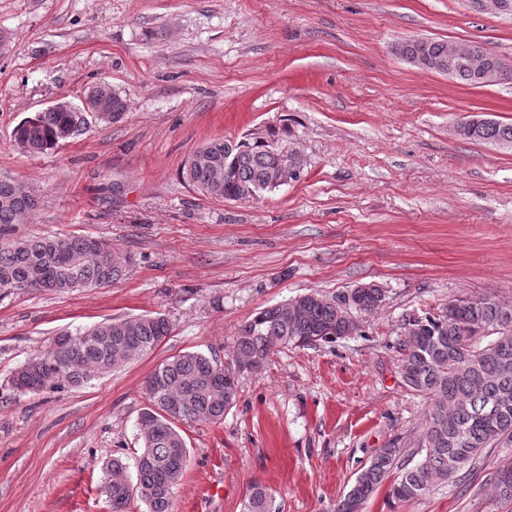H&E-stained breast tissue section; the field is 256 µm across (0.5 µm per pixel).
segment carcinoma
<instances>
[{"label":"carcinoma","instance_id":"cac0c4a2","mask_svg":"<svg viewBox=\"0 0 512 512\" xmlns=\"http://www.w3.org/2000/svg\"><path fill=\"white\" fill-rule=\"evenodd\" d=\"M472 53L499 65L501 77H512V67L478 43ZM402 55L419 58L426 71L448 61L445 40L414 38L402 41ZM453 78L478 84L476 71L466 61L454 65ZM105 123L121 120L129 109L120 93L109 94ZM84 113L38 112L16 127L20 145L39 154L59 144L57 131L79 128ZM466 139L512 144V124L483 119L464 126ZM262 137L234 141L216 138L194 151L185 164L186 177L204 194L215 198L256 196L270 189L281 159L269 151ZM38 204L34 189L0 175V294L5 283H25L29 290L71 293L109 286L126 275L130 258H121L111 246L90 236L19 237ZM386 291L376 284L361 289L363 312L377 310ZM300 312L288 302L264 307L240 326L235 339L239 365L255 371L276 348L331 342L348 325L335 298L318 292L296 297ZM404 324L416 340L402 345L401 371L405 385L431 401L422 432L421 461L410 467L401 449H379L356 476L351 489L336 504V512H363L364 505L388 484V498L402 503L427 496L434 486L460 472H469L482 452L506 438L512 440V303L458 297L433 312L407 315ZM170 333L160 314L108 319L85 330L65 332L57 350L47 349L27 361L44 364L57 355L66 361L58 390L86 383L125 363L131 356L154 350ZM147 404L138 417L140 451L135 456L136 480L126 464L113 459L103 467L102 490L112 512H129L131 499L144 504L143 512H174L173 490L189 459L177 423L216 424L238 398V388L225 389L222 364L213 356L184 352L160 363L147 377ZM495 494L512 500V457L501 459L493 477ZM245 512H275L273 497L256 487Z\"/></svg>","mask_w":512,"mask_h":512}]
</instances>
